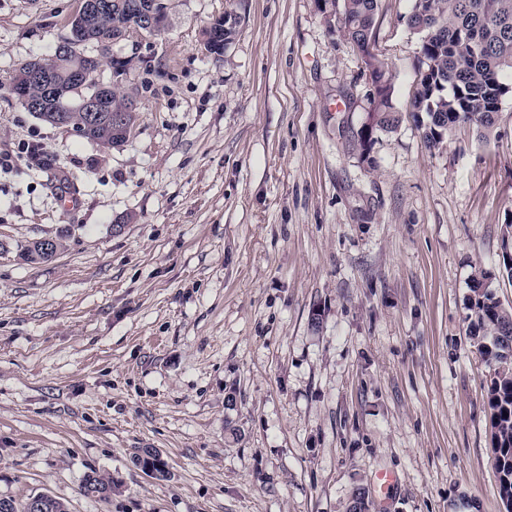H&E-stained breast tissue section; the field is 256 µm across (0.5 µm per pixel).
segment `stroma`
<instances>
[{
    "label": "stroma",
    "instance_id": "obj_1",
    "mask_svg": "<svg viewBox=\"0 0 512 512\" xmlns=\"http://www.w3.org/2000/svg\"><path fill=\"white\" fill-rule=\"evenodd\" d=\"M377 3L400 123L364 158L370 75L317 0H168L164 32L89 44L134 59L137 119L112 148L3 87L53 55L78 0H0V150L36 131L54 157L0 173V498L347 512L363 487L370 512H505L468 297L484 269L512 306V92L489 137L428 148L413 0ZM226 13L237 35L208 53ZM55 237L51 260L23 258ZM93 471L110 498L84 495Z\"/></svg>",
    "mask_w": 512,
    "mask_h": 512
}]
</instances>
